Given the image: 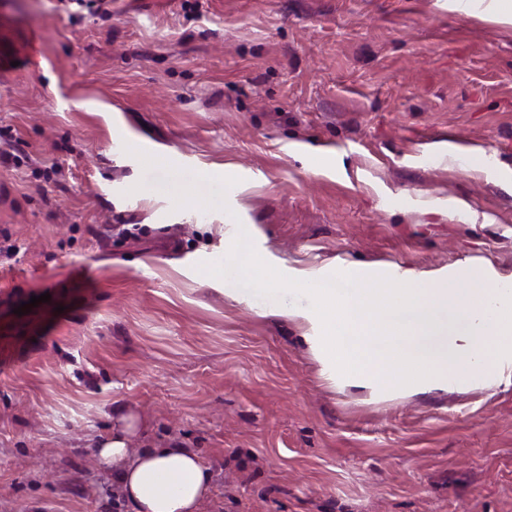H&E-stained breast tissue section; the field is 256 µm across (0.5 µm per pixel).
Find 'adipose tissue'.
<instances>
[{
    "mask_svg": "<svg viewBox=\"0 0 512 512\" xmlns=\"http://www.w3.org/2000/svg\"><path fill=\"white\" fill-rule=\"evenodd\" d=\"M139 429L136 416L120 415L96 448L133 512H199L213 486L210 468L177 445L132 451L130 442Z\"/></svg>",
    "mask_w": 512,
    "mask_h": 512,
    "instance_id": "1",
    "label": "adipose tissue"
}]
</instances>
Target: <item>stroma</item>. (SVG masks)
Masks as SVG:
<instances>
[{
  "instance_id": "1",
  "label": "stroma",
  "mask_w": 512,
  "mask_h": 512,
  "mask_svg": "<svg viewBox=\"0 0 512 512\" xmlns=\"http://www.w3.org/2000/svg\"><path fill=\"white\" fill-rule=\"evenodd\" d=\"M490 0H0V512H131L117 412L213 474L200 512H512V383L385 392L209 282L218 166L286 275L512 284V24ZM49 294L31 312L20 304Z\"/></svg>"
}]
</instances>
